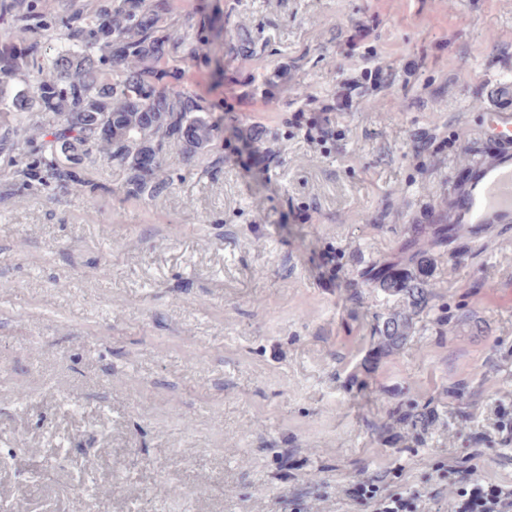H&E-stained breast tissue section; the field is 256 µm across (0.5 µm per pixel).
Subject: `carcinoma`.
Wrapping results in <instances>:
<instances>
[{
  "mask_svg": "<svg viewBox=\"0 0 512 512\" xmlns=\"http://www.w3.org/2000/svg\"><path fill=\"white\" fill-rule=\"evenodd\" d=\"M170 11V0H112L74 27L64 9L47 21L39 0H0V25L33 34L21 46L0 44V80L21 72L32 79L10 98L0 90V112L14 115L0 136V149L19 144L27 126L41 128L30 159L18 161L16 176L25 183L43 178L66 192L94 191L97 186L81 164L96 151L125 171L124 198H154L170 187L159 171L173 143L189 157L213 144L221 125L210 107L197 94L164 82L197 56L212 28L189 15L183 30L175 31L168 23ZM45 27L60 31L50 55L35 37ZM251 54L252 42L243 32L223 46L225 57ZM284 76L280 69L253 77L249 94L273 99L272 89ZM187 125L197 127L191 139L182 138ZM456 243L446 224H416L398 260L372 261L360 273L365 286L404 303L402 310L377 321L380 352L400 350L414 319L435 307L429 252H446Z\"/></svg>",
  "mask_w": 512,
  "mask_h": 512,
  "instance_id": "1",
  "label": "carcinoma"
}]
</instances>
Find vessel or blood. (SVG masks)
<instances>
[{
	"mask_svg": "<svg viewBox=\"0 0 512 512\" xmlns=\"http://www.w3.org/2000/svg\"><path fill=\"white\" fill-rule=\"evenodd\" d=\"M484 95L480 148L449 177L445 201L430 212L431 223L472 242L512 224V80L487 78Z\"/></svg>",
	"mask_w": 512,
	"mask_h": 512,
	"instance_id": "b4317fda",
	"label": "vessel or blood"
}]
</instances>
